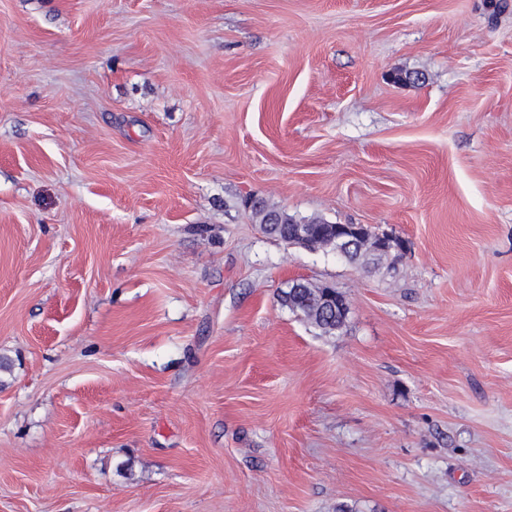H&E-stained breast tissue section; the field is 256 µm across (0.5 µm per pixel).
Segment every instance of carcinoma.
Instances as JSON below:
<instances>
[{"label": "carcinoma", "mask_w": 512, "mask_h": 512, "mask_svg": "<svg viewBox=\"0 0 512 512\" xmlns=\"http://www.w3.org/2000/svg\"><path fill=\"white\" fill-rule=\"evenodd\" d=\"M254 216L258 219L264 232L286 241L296 231V225L300 224L294 216L288 212L269 208L264 202L256 201L253 205ZM309 229L318 234L316 246L323 250H335L336 229L333 225L324 222L320 218H311L305 221ZM392 248L390 238L382 239L373 235L363 226L360 232V249L349 252L345 259L351 263L357 262L361 256L368 252L385 253ZM324 288H291L280 292L279 298L282 305L296 313L303 320L318 328L324 334H334L345 325L349 306L341 293L331 298L330 306L326 307L321 302Z\"/></svg>", "instance_id": "1"}]
</instances>
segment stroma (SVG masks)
I'll return each instance as SVG.
<instances>
[{
	"label": "stroma",
	"instance_id": "1",
	"mask_svg": "<svg viewBox=\"0 0 512 512\" xmlns=\"http://www.w3.org/2000/svg\"><path fill=\"white\" fill-rule=\"evenodd\" d=\"M0 357V512H512V0H0ZM253 208L254 216L258 219L264 232L278 238L285 245L288 238L295 233L296 225L307 224L309 229L318 233V238L315 241L317 249L335 250L336 229L333 228V224H327L320 218H311L301 222L286 211L267 207L263 201L254 202ZM360 226V250L348 252L346 256L341 257L345 258L351 263H355L360 259L361 256L368 254L369 251L385 253L392 248L393 241L390 240L391 238L377 237L376 235H373L367 227L363 225ZM383 239L385 240L386 244L382 248H379V243ZM288 288L280 292L279 298L282 305L324 334H334L343 328L349 306L341 293L336 290L331 291V287L290 288L289 290ZM327 291L336 294V298L331 297L328 309L321 302L322 294Z\"/></svg>",
	"mask_w": 512,
	"mask_h": 512
}]
</instances>
